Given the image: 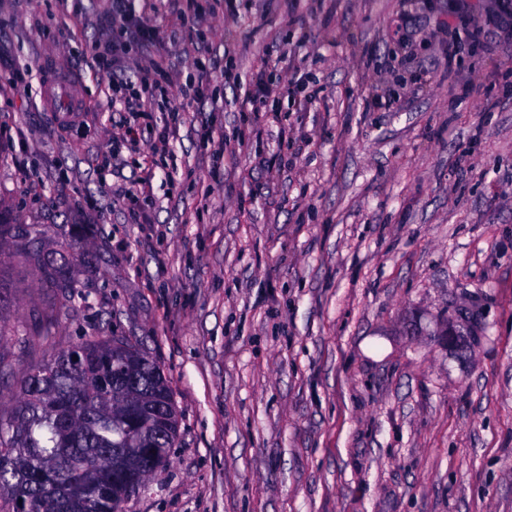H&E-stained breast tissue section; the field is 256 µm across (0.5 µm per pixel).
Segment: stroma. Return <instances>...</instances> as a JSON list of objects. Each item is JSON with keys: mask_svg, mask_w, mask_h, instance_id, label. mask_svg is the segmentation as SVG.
<instances>
[{"mask_svg": "<svg viewBox=\"0 0 512 512\" xmlns=\"http://www.w3.org/2000/svg\"><path fill=\"white\" fill-rule=\"evenodd\" d=\"M144 5L173 38V90L194 59L212 69L133 224L121 193L158 137L122 141L97 72L112 0H0V213L93 229L88 300L16 369L102 326L158 363L174 454L126 512H512V31L490 25L495 0H196L191 39L168 0ZM473 29L482 45L447 62ZM259 70L254 123L235 101ZM55 71L75 111H57ZM272 153L288 165L271 174ZM1 276L10 321L52 300L20 262ZM449 325L462 349L439 343Z\"/></svg>", "mask_w": 512, "mask_h": 512, "instance_id": "stroma-1", "label": "stroma"}]
</instances>
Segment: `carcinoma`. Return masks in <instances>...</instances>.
Segmentation results:
<instances>
[{"mask_svg": "<svg viewBox=\"0 0 512 512\" xmlns=\"http://www.w3.org/2000/svg\"><path fill=\"white\" fill-rule=\"evenodd\" d=\"M87 224H59L56 249L42 248L44 226L0 215V266L20 259L56 301L34 327L0 316V383L15 367L3 346L53 341L63 316L88 297L81 278ZM178 413L160 366L125 336L98 330L54 359L21 373L19 396L0 410V512H125L127 471L150 481L167 466Z\"/></svg>", "mask_w": 512, "mask_h": 512, "instance_id": "1", "label": "carcinoma"}]
</instances>
